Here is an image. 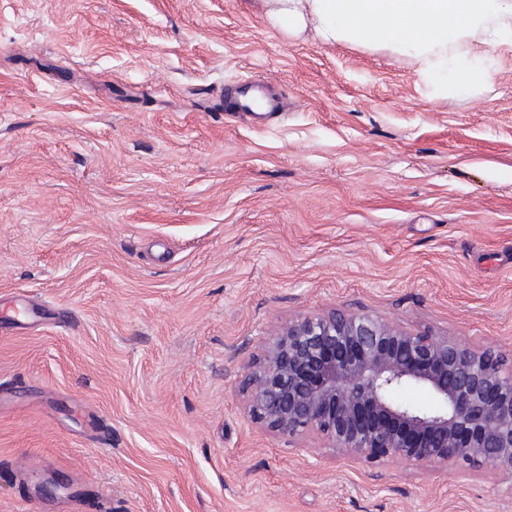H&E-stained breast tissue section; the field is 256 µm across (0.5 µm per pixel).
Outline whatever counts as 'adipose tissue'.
<instances>
[{
  "label": "adipose tissue",
  "instance_id": "1",
  "mask_svg": "<svg viewBox=\"0 0 512 512\" xmlns=\"http://www.w3.org/2000/svg\"><path fill=\"white\" fill-rule=\"evenodd\" d=\"M268 19L323 43L380 48L411 61L441 98L491 79L483 61L512 45V0H263Z\"/></svg>",
  "mask_w": 512,
  "mask_h": 512
}]
</instances>
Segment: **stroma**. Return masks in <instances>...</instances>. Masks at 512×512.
I'll return each mask as SVG.
<instances>
[{
    "mask_svg": "<svg viewBox=\"0 0 512 512\" xmlns=\"http://www.w3.org/2000/svg\"><path fill=\"white\" fill-rule=\"evenodd\" d=\"M439 98L260 0H0V512H512L494 469L264 432L332 309L512 356V47ZM266 79L283 116L234 117Z\"/></svg>",
    "mask_w": 512,
    "mask_h": 512,
    "instance_id": "35a3bbf8",
    "label": "stroma"
}]
</instances>
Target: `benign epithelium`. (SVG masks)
<instances>
[{"mask_svg": "<svg viewBox=\"0 0 512 512\" xmlns=\"http://www.w3.org/2000/svg\"><path fill=\"white\" fill-rule=\"evenodd\" d=\"M402 384L428 389L440 407L396 403L389 390ZM245 391L266 431L313 435L345 458L512 475V360L491 346L334 309L288 321Z\"/></svg>", "mask_w": 512, "mask_h": 512, "instance_id": "7a95c632", "label": "benign epithelium"}]
</instances>
